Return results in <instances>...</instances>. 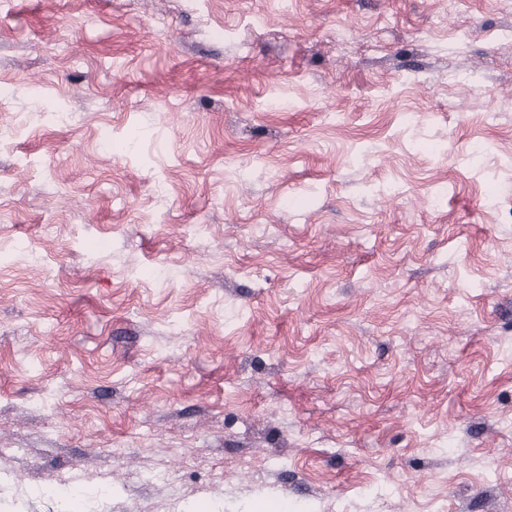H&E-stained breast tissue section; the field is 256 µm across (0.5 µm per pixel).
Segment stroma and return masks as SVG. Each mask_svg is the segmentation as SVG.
<instances>
[{
	"label": "stroma",
	"instance_id": "obj_1",
	"mask_svg": "<svg viewBox=\"0 0 512 512\" xmlns=\"http://www.w3.org/2000/svg\"><path fill=\"white\" fill-rule=\"evenodd\" d=\"M0 85V512H512V0H9Z\"/></svg>",
	"mask_w": 512,
	"mask_h": 512
}]
</instances>
